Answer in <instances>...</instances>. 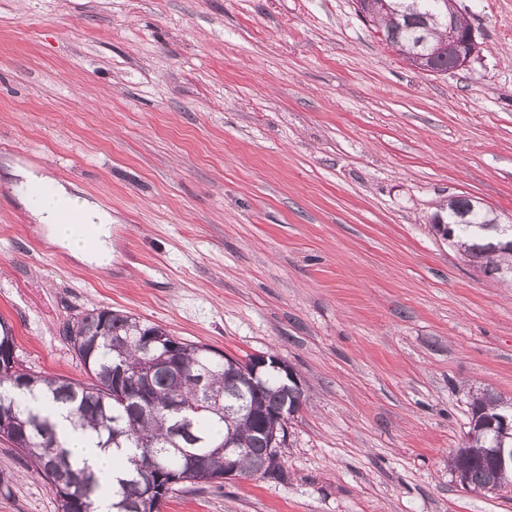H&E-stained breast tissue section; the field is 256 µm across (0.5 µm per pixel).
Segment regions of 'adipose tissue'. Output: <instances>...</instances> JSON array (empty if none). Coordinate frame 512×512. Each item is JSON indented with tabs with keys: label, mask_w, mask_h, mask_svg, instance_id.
<instances>
[{
	"label": "adipose tissue",
	"mask_w": 512,
	"mask_h": 512,
	"mask_svg": "<svg viewBox=\"0 0 512 512\" xmlns=\"http://www.w3.org/2000/svg\"><path fill=\"white\" fill-rule=\"evenodd\" d=\"M0 175L12 180L18 201L27 210L32 223L41 225L48 240L66 249L74 257L87 262L91 267L104 268L111 264V211L99 202L79 195L73 185L52 180L35 165L18 159L1 163ZM36 185H46L50 188L49 195L39 203L33 202L30 196L31 188ZM74 207L81 209L89 223L97 226L96 249H86L80 230L65 221V214ZM52 417L56 430L72 457L86 461L93 470H111V451L97 448L89 431L74 428L67 418L66 408H53Z\"/></svg>",
	"instance_id": "adipose-tissue-1"
}]
</instances>
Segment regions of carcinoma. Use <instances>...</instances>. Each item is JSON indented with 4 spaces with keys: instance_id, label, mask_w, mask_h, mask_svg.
<instances>
[{
    "instance_id": "obj_1",
    "label": "carcinoma",
    "mask_w": 512,
    "mask_h": 512,
    "mask_svg": "<svg viewBox=\"0 0 512 512\" xmlns=\"http://www.w3.org/2000/svg\"><path fill=\"white\" fill-rule=\"evenodd\" d=\"M391 11L371 16L370 24L388 44L444 74L455 70L445 54H434L435 40L448 30L444 0H391ZM448 218L435 214L441 236L460 246L472 267L509 276L512 246L505 225L470 198L448 200ZM65 336L80 361L82 381L42 375L19 361L0 370V382L17 383L11 394L0 385V437L49 484L60 512H96L102 496H112V512H160L174 487L224 480V444L242 449L235 466L244 475L280 474L277 448L285 428L270 418L288 416L304 390L274 363L259 357L239 361L207 345L178 339L166 328L140 318L94 308L67 323ZM41 395L66 406L72 424L90 431L97 447L120 452L122 474L102 476L73 459L49 414L24 405L20 397ZM464 447L449 462L460 485L471 491L491 480L485 449L512 448L499 419L501 398L484 392L473 398Z\"/></svg>"
}]
</instances>
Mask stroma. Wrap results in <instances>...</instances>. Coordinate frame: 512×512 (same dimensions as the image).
<instances>
[{
  "instance_id": "stroma-1",
  "label": "stroma",
  "mask_w": 512,
  "mask_h": 512,
  "mask_svg": "<svg viewBox=\"0 0 512 512\" xmlns=\"http://www.w3.org/2000/svg\"><path fill=\"white\" fill-rule=\"evenodd\" d=\"M481 44L424 74L353 0H0V161L112 212V265L48 243L0 181V319L33 371L108 307L245 361L308 404L276 478L160 512H512L448 468L472 392L512 406V287L436 233L466 196L512 221V0H455ZM0 512H60L0 437Z\"/></svg>"
}]
</instances>
